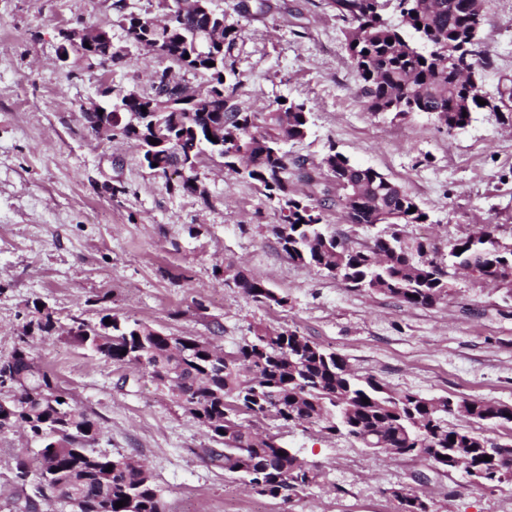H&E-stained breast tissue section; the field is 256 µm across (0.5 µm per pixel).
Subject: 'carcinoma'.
<instances>
[{
	"label": "carcinoma",
	"mask_w": 512,
	"mask_h": 512,
	"mask_svg": "<svg viewBox=\"0 0 512 512\" xmlns=\"http://www.w3.org/2000/svg\"><path fill=\"white\" fill-rule=\"evenodd\" d=\"M336 16L345 25L346 49L356 70L358 94L369 112H431L448 129L465 127L472 113L495 111L484 91L478 68L465 82L457 78L450 62L458 45L477 40L483 23V0H330ZM399 13L401 24L393 25L385 11ZM198 20L187 11L183 20H128L132 43L204 81L192 93L193 101L168 106V98L155 92L136 97L131 92L111 93L113 136L133 139L143 150V160L154 171L181 167L175 190L205 195L198 184L196 166L208 152L224 159V168L252 180L264 195L288 212L285 223L274 232L288 259L333 273L343 269L345 282L354 288H376L412 307H430L447 292L446 272L430 256L432 249L419 241L407 246L398 227L421 224L426 212L401 185L371 167H362L340 152H331L322 168L336 186V196L326 189L323 196L304 199L291 189L295 177L307 183L314 176L305 164L288 154L284 144L303 139L309 112L302 104L275 100L263 112H248L234 98L238 83L234 50L239 30L231 24L212 27L218 57H203L195 47ZM189 58H184V55ZM215 66H208L210 62ZM486 101L481 105L477 99ZM146 111H141V108ZM164 127L167 146L149 143L154 125ZM224 142L217 147L207 132ZM340 206L353 224H387L392 231L377 237L367 250L347 247L335 234L323 231L325 213ZM415 212H410L411 208ZM462 252H457V249ZM453 265L467 269L476 264L480 275L497 281L512 278V250H502L487 237H466L448 245ZM235 287L259 303L282 306L287 298L261 280L237 272ZM81 344L102 358L133 364L163 384L177 400L192 404L188 411L224 441V451L211 452L210 459L224 463V470L241 475L258 493L276 498L284 491L314 483L317 472L267 436L260 437L235 416L245 412L254 418L272 417L288 425L306 424L329 434H346L374 453L390 457L412 456L440 467L439 453L463 448V457L486 473L487 485L512 478V443L493 446L482 436L462 428H450L445 417L463 414L477 422L512 423V406L483 399L452 400L446 396L426 398L418 394H394L372 376L349 369L345 358L294 331L258 328L249 343L225 356L209 343L186 336L164 334L155 328L122 323L81 320L71 329ZM147 357V363L139 362ZM174 365L177 381L166 383L162 370ZM55 386L51 376L30 356L26 346L0 359V431L20 427L37 445L36 470L50 484L60 483L72 512H128L116 507L133 493L137 512H166L161 490L147 469L127 457H113L90 447L99 428L79 411L68 393L44 397ZM369 399L364 403L363 399ZM490 460L485 461L483 457ZM112 470H107V467ZM399 512H430L428 503L413 495L398 502Z\"/></svg>",
	"instance_id": "carcinoma-1"
}]
</instances>
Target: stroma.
I'll use <instances>...</instances> for the list:
<instances>
[{"label":"stroma","instance_id":"35a3bbf8","mask_svg":"<svg viewBox=\"0 0 512 512\" xmlns=\"http://www.w3.org/2000/svg\"><path fill=\"white\" fill-rule=\"evenodd\" d=\"M237 2L212 0L241 31L236 100L250 111L279 98L305 104L310 130L286 143L290 155L315 170L336 150L402 185L429 216L404 226L402 237L428 240L439 261L450 241L484 226L512 245L511 118L482 110L452 134L427 112L367 111L327 0H248L243 15ZM162 15L159 0H0V358L27 343L98 422L96 450L141 462L168 512H397L399 489L421 495L431 512H512V479L485 487L464 471L376 454L344 434L256 424L242 413L240 422L319 473L282 496L258 494L210 460L220 441L147 372L73 341L75 320L111 314L230 355L260 325L297 332L396 393L512 405V289L455 269L446 295L427 308L351 288L288 259L274 233L279 206L222 158L200 159L205 196L180 193L146 166L135 141L89 128L83 113L102 87L146 92L153 72L166 68L126 31L129 17ZM101 25L125 53L122 63L106 67L74 50L60 57L62 31ZM480 46L489 57L481 82L495 101L512 89V0H485ZM324 226L357 250L385 230L349 223L336 207ZM240 270L287 304L254 302L230 281ZM41 308L52 312L54 330L26 336ZM34 452L21 432H0V512H26L33 487L17 482L15 465Z\"/></svg>","mask_w":512,"mask_h":512}]
</instances>
